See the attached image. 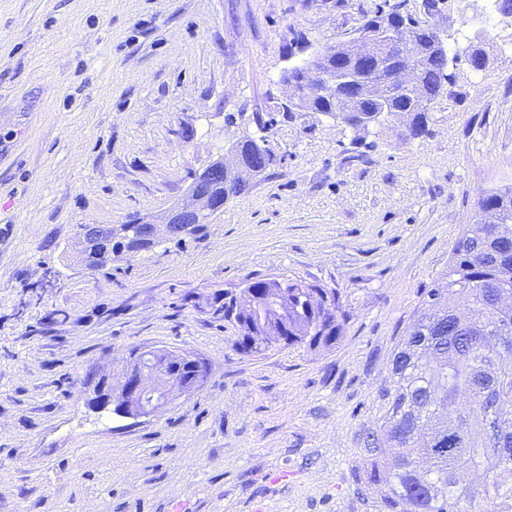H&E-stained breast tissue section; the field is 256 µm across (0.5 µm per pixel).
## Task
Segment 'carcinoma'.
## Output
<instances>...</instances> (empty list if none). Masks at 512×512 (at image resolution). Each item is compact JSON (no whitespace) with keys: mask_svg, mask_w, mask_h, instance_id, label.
Returning <instances> with one entry per match:
<instances>
[{"mask_svg":"<svg viewBox=\"0 0 512 512\" xmlns=\"http://www.w3.org/2000/svg\"><path fill=\"white\" fill-rule=\"evenodd\" d=\"M395 21L412 26L414 75L403 76L406 57L383 50L380 75L369 78L351 59L349 40L314 54L295 74L341 58L355 87L336 74V89L322 97L307 96L301 105H284L288 114L319 112L348 122L356 114L385 111L403 119L407 136L428 130L429 103L443 96L449 55L438 45L437 28L395 7L378 12L359 30H374ZM241 162L224 176L211 194L228 202L244 193L259 177L252 165L276 163L270 149L247 136L239 142ZM83 251L95 268L112 255L146 250L126 224L100 228ZM260 310L254 320L264 336L279 335L288 319L291 345L332 348L340 339L346 311L335 288H321L290 278L278 286L270 279L249 283ZM512 295V185L484 189L476 203L475 220L465 225L448 259V267L421 294L413 323L394 350L389 386L382 393L385 411L364 437L360 452L374 464L373 483L388 473L384 501L389 512H468L474 500L499 512L512 499V306L501 304ZM168 377L183 380L190 370L168 353L158 356Z\"/></svg>","mask_w":512,"mask_h":512,"instance_id":"obj_1","label":"carcinoma"}]
</instances>
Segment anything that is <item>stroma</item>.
<instances>
[{"mask_svg": "<svg viewBox=\"0 0 512 512\" xmlns=\"http://www.w3.org/2000/svg\"><path fill=\"white\" fill-rule=\"evenodd\" d=\"M401 5L484 32L429 135L284 117V69ZM282 161L209 224L89 269L84 226L159 223L250 135ZM512 183V50L460 0H0V512H387L360 439L394 348L474 203ZM287 275L341 293L332 349L248 356L215 301ZM135 346L197 353L207 384L157 415L100 411L87 374ZM286 475L273 483L274 475Z\"/></svg>", "mask_w": 512, "mask_h": 512, "instance_id": "1", "label": "stroma"}]
</instances>
